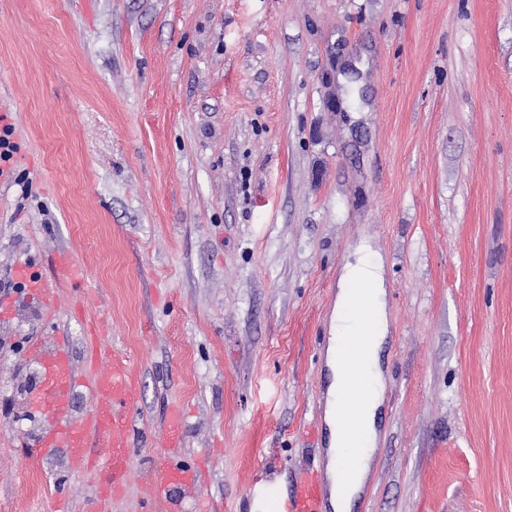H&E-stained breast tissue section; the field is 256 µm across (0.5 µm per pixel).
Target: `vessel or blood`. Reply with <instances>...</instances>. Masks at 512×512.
Instances as JSON below:
<instances>
[{
    "label": "vessel or blood",
    "instance_id": "b4317fda",
    "mask_svg": "<svg viewBox=\"0 0 512 512\" xmlns=\"http://www.w3.org/2000/svg\"><path fill=\"white\" fill-rule=\"evenodd\" d=\"M20 277L29 293L43 303L55 299L51 285L28 268ZM46 385L36 402L44 408L52 426L42 439L45 449H66L74 468L90 471L101 479L100 503H107L122 493L131 468V441L138 416L137 377L127 360L116 357L95 375L90 390L95 404L81 420H74L69 401L78 385L70 348L64 337H57L53 353L45 359ZM162 436L172 448L183 436V411L172 407L163 425ZM204 481L201 467L175 461L164 464L154 479L150 496L164 502L167 512H183L182 500L171 497L174 488L195 490ZM330 482L326 472L303 471L295 488L279 502L280 512H327Z\"/></svg>",
    "mask_w": 512,
    "mask_h": 512
}]
</instances>
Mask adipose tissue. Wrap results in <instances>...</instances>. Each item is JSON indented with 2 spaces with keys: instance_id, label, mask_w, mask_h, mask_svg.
Masks as SVG:
<instances>
[{
  "instance_id": "1",
  "label": "adipose tissue",
  "mask_w": 512,
  "mask_h": 512,
  "mask_svg": "<svg viewBox=\"0 0 512 512\" xmlns=\"http://www.w3.org/2000/svg\"><path fill=\"white\" fill-rule=\"evenodd\" d=\"M382 258L368 246H359L353 261L346 263L338 281L336 303L330 322V336L325 362L331 382L325 397V421L329 429L326 451L331 479L332 512H350L364 487L377 443V413L382 403L385 379L379 366L378 351L389 329V314L383 277ZM370 318L373 329L366 343H359L363 318ZM361 348L363 381L353 385L347 380L348 354ZM350 402L352 418L360 428L361 450L354 460L345 455L347 421L340 419L338 408ZM351 468V478H344V468Z\"/></svg>"
}]
</instances>
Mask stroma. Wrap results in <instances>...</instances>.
<instances>
[{"instance_id":"stroma-1","label":"stroma","mask_w":512,"mask_h":512,"mask_svg":"<svg viewBox=\"0 0 512 512\" xmlns=\"http://www.w3.org/2000/svg\"><path fill=\"white\" fill-rule=\"evenodd\" d=\"M0 512H247L326 464L323 358L360 242L384 260L378 445L352 512H512V0H0ZM73 255L58 273L57 252ZM29 264L56 290L13 292ZM139 381L125 489L63 449L31 342ZM183 443L159 436L171 406ZM7 115L0 114V176L4 174L2 164L10 163L14 153L17 152V144L11 140L14 133V127L11 123L2 122L7 121ZM204 481V471L200 466L180 464L175 461L164 464L160 475L154 479L150 496L154 501L166 504L168 512L184 511L183 501L171 497L172 488L196 490Z\"/></svg>"}]
</instances>
